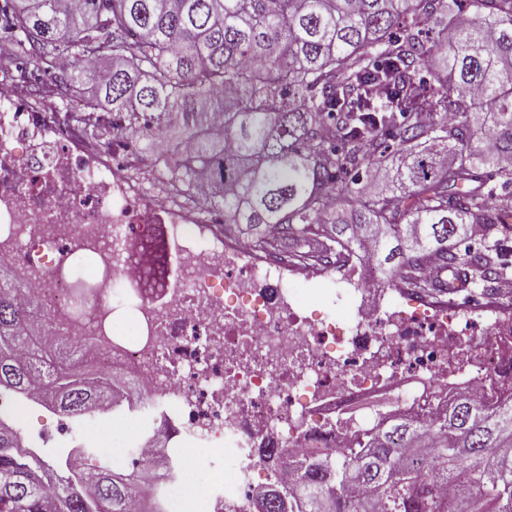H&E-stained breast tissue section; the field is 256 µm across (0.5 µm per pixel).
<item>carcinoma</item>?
Wrapping results in <instances>:
<instances>
[{
  "label": "carcinoma",
  "mask_w": 512,
  "mask_h": 512,
  "mask_svg": "<svg viewBox=\"0 0 512 512\" xmlns=\"http://www.w3.org/2000/svg\"><path fill=\"white\" fill-rule=\"evenodd\" d=\"M0 32L19 64L53 71L48 99L92 83L77 119L95 141L111 134L102 110L129 138L181 119L188 152L145 146L165 191L188 200L207 182L224 229L260 251L340 264L370 243L390 282L434 299L461 271L485 287L509 274L496 247L456 245L471 224L495 243L512 232V0H0ZM370 86L406 111L351 105ZM436 96L450 117L409 120ZM488 133V149L473 145ZM375 167L387 177L368 193ZM24 283L0 269V394L40 386L61 412L120 420L137 381L116 390L81 370L53 312L19 305ZM260 454L272 473L283 464L278 448ZM329 456L308 454L278 484L290 512H512V385L488 402L459 393L429 421L394 418ZM66 469L0 420V512H127L148 498L132 472ZM434 482L459 485L457 500L441 504Z\"/></svg>",
  "instance_id": "carcinoma-1"
}]
</instances>
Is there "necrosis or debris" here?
Wrapping results in <instances>:
<instances>
[{"label": "necrosis or debris", "instance_id": "necrosis-or-debris-1", "mask_svg": "<svg viewBox=\"0 0 512 512\" xmlns=\"http://www.w3.org/2000/svg\"><path fill=\"white\" fill-rule=\"evenodd\" d=\"M17 97L13 72L0 70V265L88 337L103 370L139 377L132 411L151 430L110 462L160 458L164 476L146 477L160 512L199 501L250 512L263 486L258 448H343L460 392L491 399V374L512 366V308L474 315L404 292L374 300L364 253L316 271L256 252L208 203L148 198L124 140L90 144L79 125L22 111ZM150 238L174 242L176 277L159 288L143 285ZM78 251L93 259L82 291L67 263ZM321 280L344 316L307 313L301 290ZM198 446L216 472L201 488L189 480Z\"/></svg>", "mask_w": 512, "mask_h": 512}]
</instances>
